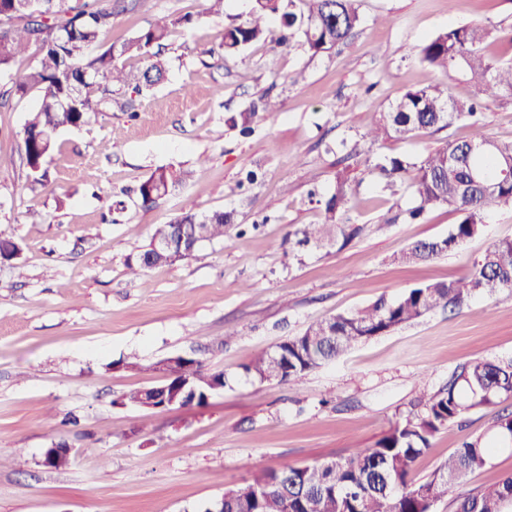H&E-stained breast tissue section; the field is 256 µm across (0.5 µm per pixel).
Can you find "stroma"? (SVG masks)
<instances>
[{"mask_svg":"<svg viewBox=\"0 0 512 512\" xmlns=\"http://www.w3.org/2000/svg\"><path fill=\"white\" fill-rule=\"evenodd\" d=\"M105 43L188 14L165 46L166 77L133 99L134 113L96 114L66 129L45 163L46 185L29 186L23 127L43 94H12L36 49L0 74V235L20 247L0 261V512H205L225 488L282 465H303L371 448L416 401L476 360L512 359V290L476 296L469 308L436 310L307 373L300 384L258 382L246 367L319 319L396 299L411 288L466 277L496 240L512 238V212H491L480 238L447 255L407 265L412 242L441 237L457 216L439 208L417 224L394 222L409 187L373 185L369 159L412 157L470 136L463 122L376 144L365 131L413 87L447 83L459 101L474 89L419 60L423 43L449 26L481 22L486 46L512 61V0H358L360 25L330 53L262 40L224 57V28L246 18L247 0H112ZM277 115H256L250 135L231 123L261 96ZM357 188L348 218L363 232L347 247L296 258L292 225L323 219L340 164ZM192 180L151 207L129 190L160 167ZM125 209L118 223L108 215ZM230 211L223 238L172 266L128 275L154 225L182 212ZM224 347H217V340ZM226 385L201 405L139 408L124 394L162 383L161 359L190 348ZM137 355V369L120 361ZM498 407L470 411L438 433L414 463L426 478L462 443L486 435ZM66 442L69 466L43 465ZM512 474V444L467 475L433 512Z\"/></svg>","mask_w":512,"mask_h":512,"instance_id":"obj_1","label":"stroma"}]
</instances>
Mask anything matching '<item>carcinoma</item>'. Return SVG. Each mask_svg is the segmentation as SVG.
<instances>
[{
  "label": "carcinoma",
  "mask_w": 512,
  "mask_h": 512,
  "mask_svg": "<svg viewBox=\"0 0 512 512\" xmlns=\"http://www.w3.org/2000/svg\"><path fill=\"white\" fill-rule=\"evenodd\" d=\"M283 0H252L247 18L224 30V53L241 54L252 43L275 36L282 43L302 41L316 56L343 43L360 24L357 0H288L301 4L299 12L282 10ZM280 17L279 30L269 25ZM112 28V0H0V71L36 43V64L19 78L10 91L21 96L38 89L40 104L29 112L24 125L23 147L33 181L46 177L45 158L54 149L58 133L78 128L92 115L112 107L113 94L130 88L138 93L159 80L168 62L159 50L168 37L167 25L150 27L117 45H102ZM493 29L482 23L450 26L427 40L420 61L443 73L458 71L469 77L476 94L468 102L455 100L448 87L435 84L411 88L380 113L365 137L371 143L409 139L422 130H441L456 122H467L469 138L448 142L422 158L385 155L369 166L373 179L391 189L405 180L415 205L405 211L404 221L414 223L430 210L446 207L458 221L443 237L417 241L402 254L401 262L417 264L451 252L482 235L487 214L512 210V142L496 141L483 133V109L490 102L512 98V62L501 63L488 56L484 44ZM141 55L149 60L145 70L134 74L121 59ZM270 115L280 104L264 98L231 118L244 135L251 133L257 111ZM482 173L480 180L471 171ZM193 171L158 168L136 189L142 205L149 206L173 187L185 184ZM350 178L336 172L334 192L324 203L320 224H300L288 231L299 248L343 249L360 233L357 224L342 221L352 196ZM232 213L215 210L204 216L184 213L169 224H158L151 243L127 263L138 278L146 270L174 265L180 256L154 248V241L181 232L186 238L202 236V243L224 237L232 224ZM512 290V239L494 242L471 274L459 280L435 282L412 288L398 299L381 298L352 313H340L310 324L302 333L276 345L271 353L258 356L246 371L263 383L297 384L310 371L340 357L350 348L376 336L413 323L436 309L461 310L476 295L493 296ZM202 364L197 351L179 355L174 377L156 391L158 403L190 393L197 403L224 387V373L186 383L180 371L185 364ZM512 399V359L475 361L461 367L448 382L418 399L420 412L396 423L373 448H365L344 459L300 466L284 465L261 472L247 485L224 491V512H429L432 505L467 474L484 468L491 448L481 437L466 442L438 465L424 480L410 477L414 462L430 447L431 440L448 424L473 409ZM488 432L502 438L512 436V411L497 415ZM512 503V475L483 490L463 497L456 512H504Z\"/></svg>",
  "instance_id": "carcinoma-1"
}]
</instances>
